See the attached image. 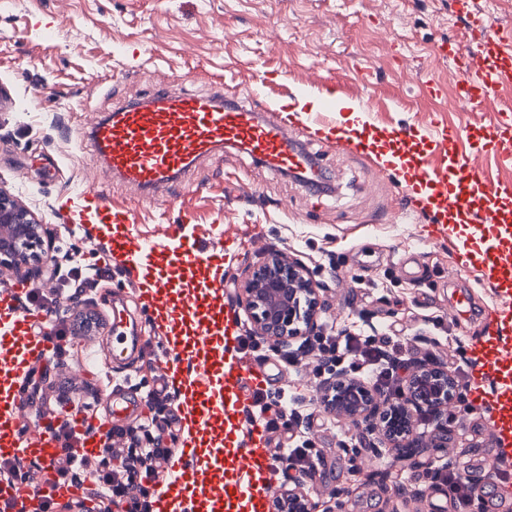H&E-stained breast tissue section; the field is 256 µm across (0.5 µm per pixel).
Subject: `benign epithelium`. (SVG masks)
<instances>
[{
	"label": "benign epithelium",
	"instance_id": "benign-epithelium-1",
	"mask_svg": "<svg viewBox=\"0 0 512 512\" xmlns=\"http://www.w3.org/2000/svg\"><path fill=\"white\" fill-rule=\"evenodd\" d=\"M48 237L45 225L15 194L0 189V264L26 265L29 273H41L39 247ZM243 303L249 312L253 334L266 340L276 352L288 350L301 336L321 327L324 311L319 288L297 259H284L272 251L251 265L241 285ZM320 401L350 424L367 426L374 438L415 455L422 444L411 439L412 422L433 416L432 441L446 448L454 430L448 423V401L459 396L458 384L448 376V365L436 361L407 371L401 397L388 401L364 381L334 372L318 383ZM319 470L297 471L294 486L272 495L273 512H313L311 496L299 491L314 490Z\"/></svg>",
	"mask_w": 512,
	"mask_h": 512
}]
</instances>
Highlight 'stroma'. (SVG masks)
<instances>
[{
	"label": "stroma",
	"mask_w": 512,
	"mask_h": 512,
	"mask_svg": "<svg viewBox=\"0 0 512 512\" xmlns=\"http://www.w3.org/2000/svg\"><path fill=\"white\" fill-rule=\"evenodd\" d=\"M460 0H0V188L15 193L53 232V261L37 282L38 307L47 330L58 318L82 322L77 335L55 340L34 374L32 399L23 411L35 418L41 406L68 412L94 427L105 415L112 387L151 383L164 332L137 315L131 294L134 270L107 259L98 226L73 222L65 203L80 189L99 187L135 208L143 238L163 233L166 221L186 217L261 234L260 242L224 256V296L239 305L244 269L268 249L301 260L319 284L327 310L324 327L347 334L369 326L392 331L409 351L410 365L427 353L466 382L470 349L493 333L490 311L497 299L477 266L454 264L455 242L421 246L426 218L400 210L386 170L344 144L319 145L300 133L306 149L326 170L327 192L261 168L228 147L220 160L187 176L168 203L114 187L89 150L79 145L86 113L107 112L153 89L158 76L179 89L220 83L225 93L260 91L288 98L300 89L332 93L341 104L368 101L379 127L420 125L460 130L459 148L487 181H511L493 155L464 134L512 117V89L490 93L482 112L468 116L453 104L463 79L444 42L465 41L468 21ZM443 86L439 97L424 91L427 80ZM124 307L141 350L129 364L113 363L111 378L87 371L83 348L101 343L113 306ZM314 354L287 368L286 391L311 412L309 436L322 448L324 486L314 492L315 512H457L442 486L425 478L437 458L465 460L477 451L474 430L491 432L490 412L453 402L455 426L448 448H428L416 460L380 445L367 433L327 411L316 398Z\"/></svg>",
	"instance_id": "1"
}]
</instances>
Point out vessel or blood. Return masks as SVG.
Here are the masks:
<instances>
[{
    "mask_svg": "<svg viewBox=\"0 0 512 512\" xmlns=\"http://www.w3.org/2000/svg\"><path fill=\"white\" fill-rule=\"evenodd\" d=\"M466 78L457 101L464 111H481L490 91L512 85V33L487 34L477 29L471 44L455 55ZM317 138L354 147L365 156L380 159L383 167L403 173L396 186L410 213L430 215L434 225L428 242L459 238L472 249V262L485 280L496 287L512 283V255L502 248L512 239V218L495 207V199L512 195L508 183H486L487 204L473 195L479 173L467 155L449 159L456 146V131L440 133L400 125L371 135L342 120V110L330 97L308 101L290 96L280 104L260 93L247 97L225 96L223 89L208 92L171 90L160 84L148 96L118 105L95 117L81 132V143L95 154L113 179L144 193L168 192L198 165L229 146L246 153L266 170L282 173L300 170L304 181L319 179L294 136L296 129ZM484 151L500 163H512V125L502 124L484 133ZM83 224L138 223L135 209L114 202L97 188L74 195L66 202ZM210 230L188 225L186 220L168 224L164 237L144 240L131 233L113 236L112 250L140 271L137 283L145 294V316L164 327L167 346L158 364V386L179 378L187 412L179 419L188 433L180 456L163 467L162 477L173 492L196 478L200 460L194 435L207 436L223 426L227 409L246 413L256 393L269 377L262 360L246 359L240 350L239 324L229 302L220 293L224 257L210 250ZM28 284L18 279L0 285V459H27L42 467L37 481L17 475L0 484V512H50L76 500L78 484L60 480L54 466L62 453L58 437L44 435L39 422L28 421L18 406L17 389L31 375L52 337L36 333L37 315L19 305ZM500 325L487 339L479 368L469 392L472 398L492 403L499 413L494 444L499 458L512 457V301L497 302ZM130 407L116 397L110 412L95 431L71 426L76 457H94L112 429L113 419ZM239 447L209 465L200 499L181 503L156 497L154 512H234L251 499L253 512H265L271 487L260 484L272 453L260 422H244ZM512 500V473L500 472L489 490V505Z\"/></svg>",
    "mask_w": 512,
    "mask_h": 512,
    "instance_id": "obj_1",
    "label": "vessel or blood"
}]
</instances>
